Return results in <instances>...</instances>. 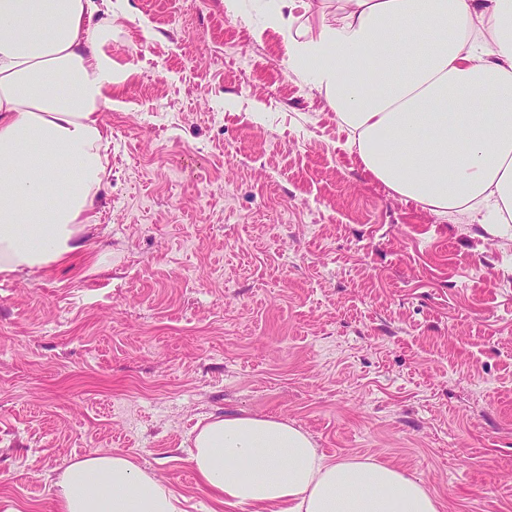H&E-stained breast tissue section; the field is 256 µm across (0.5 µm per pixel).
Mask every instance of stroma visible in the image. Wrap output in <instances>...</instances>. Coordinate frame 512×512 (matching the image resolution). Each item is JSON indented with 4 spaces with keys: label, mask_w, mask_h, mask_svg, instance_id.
<instances>
[{
    "label": "stroma",
    "mask_w": 512,
    "mask_h": 512,
    "mask_svg": "<svg viewBox=\"0 0 512 512\" xmlns=\"http://www.w3.org/2000/svg\"><path fill=\"white\" fill-rule=\"evenodd\" d=\"M267 0H129L87 255L0 281V512H55L77 457L155 470L181 512L211 413L512 512V232L432 217L346 149Z\"/></svg>",
    "instance_id": "stroma-1"
}]
</instances>
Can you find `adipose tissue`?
Returning a JSON list of instances; mask_svg holds the SVG:
<instances>
[{
	"label": "adipose tissue",
	"mask_w": 512,
	"mask_h": 512,
	"mask_svg": "<svg viewBox=\"0 0 512 512\" xmlns=\"http://www.w3.org/2000/svg\"><path fill=\"white\" fill-rule=\"evenodd\" d=\"M270 26L322 92L366 172L445 218L512 229V0H336ZM128 0H0V278L83 253L109 174L102 111L119 83L113 21ZM189 460L210 512H440L401 469L333 459L274 416L211 414ZM57 512H180L156 473L94 452L54 483Z\"/></svg>",
	"instance_id": "obj_1"
}]
</instances>
